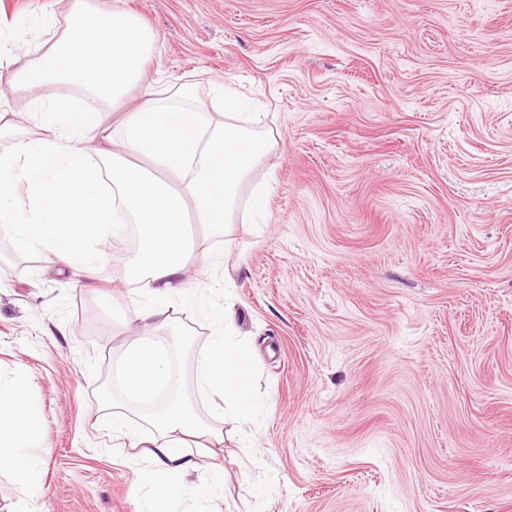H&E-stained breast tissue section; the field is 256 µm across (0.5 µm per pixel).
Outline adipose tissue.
<instances>
[{"label":"adipose tissue","mask_w":512,"mask_h":512,"mask_svg":"<svg viewBox=\"0 0 512 512\" xmlns=\"http://www.w3.org/2000/svg\"><path fill=\"white\" fill-rule=\"evenodd\" d=\"M41 35L9 59L7 92H0V225L16 245L40 247L61 262L95 273L102 243L123 242L136 227L139 249L126 281L133 315L143 327L119 361L121 400L103 395L102 423L141 449L142 474L153 494L136 512H175L191 499L224 496V474L202 468L189 446L224 444L226 422H248L258 405L252 363L236 340L230 312L208 308L188 273L209 265L196 251L191 227L234 223L239 188L274 148L273 131L257 132L259 112L221 85L202 98L195 83L160 82L148 64L161 54L154 31L137 15L101 0H69L64 12L42 10ZM69 94L57 93V86ZM143 94L127 107L135 89ZM21 100L38 130L14 121ZM115 123H106L109 113ZM178 313L214 325L195 356V389L210 403L209 419L192 408L176 366L177 345L156 339ZM43 449L37 411L22 386L0 382V463L39 495L35 463Z\"/></svg>","instance_id":"ef3b65f1"}]
</instances>
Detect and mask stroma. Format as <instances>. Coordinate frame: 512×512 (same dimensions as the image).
<instances>
[{
	"label": "stroma",
	"mask_w": 512,
	"mask_h": 512,
	"mask_svg": "<svg viewBox=\"0 0 512 512\" xmlns=\"http://www.w3.org/2000/svg\"><path fill=\"white\" fill-rule=\"evenodd\" d=\"M43 2L0 0V31L36 39ZM124 2L163 42L151 71L237 88L278 141L190 273L231 305L260 404L201 461L224 470L215 512H512V0ZM105 249L89 279L0 237V380L26 388L46 447L34 499L0 469V512H134L144 464L98 416L138 330L136 252ZM173 331L207 416L211 322Z\"/></svg>",
	"instance_id": "35a3bbf8"
}]
</instances>
